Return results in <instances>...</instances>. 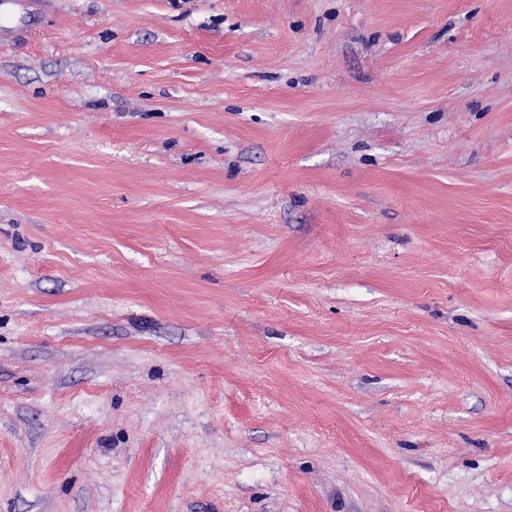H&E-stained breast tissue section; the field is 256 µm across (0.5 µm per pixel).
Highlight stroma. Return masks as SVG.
Wrapping results in <instances>:
<instances>
[{
    "label": "stroma",
    "instance_id": "obj_1",
    "mask_svg": "<svg viewBox=\"0 0 512 512\" xmlns=\"http://www.w3.org/2000/svg\"><path fill=\"white\" fill-rule=\"evenodd\" d=\"M0 512H512V0L0 45Z\"/></svg>",
    "mask_w": 512,
    "mask_h": 512
}]
</instances>
